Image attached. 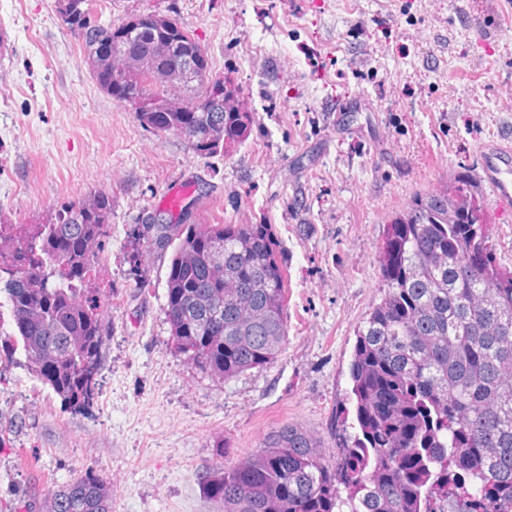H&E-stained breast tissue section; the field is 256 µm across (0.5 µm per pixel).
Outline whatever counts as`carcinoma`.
I'll return each instance as SVG.
<instances>
[{"mask_svg": "<svg viewBox=\"0 0 512 512\" xmlns=\"http://www.w3.org/2000/svg\"><path fill=\"white\" fill-rule=\"evenodd\" d=\"M101 90L112 75L132 93L146 128L178 133L197 154L228 152L250 130L237 87L211 75L207 52L165 16L116 28L92 19L89 0H58ZM113 46L104 57L95 46ZM112 202L84 199L54 224L0 231L11 267L0 277L12 331L35 377L73 409L98 385L106 330L84 289L107 236ZM135 224L147 250L173 247L165 320L175 350L225 380L276 361L287 340L286 254L271 224ZM384 296L358 333L350 369L353 433L326 460L320 442L287 424L254 456L206 468L204 489L224 512H512V270L496 262L476 205L458 178L417 197L388 225ZM25 512H112L95 471L58 486Z\"/></svg>", "mask_w": 512, "mask_h": 512, "instance_id": "1", "label": "carcinoma"}]
</instances>
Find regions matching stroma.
Returning a JSON list of instances; mask_svg holds the SVG:
<instances>
[{
    "mask_svg": "<svg viewBox=\"0 0 512 512\" xmlns=\"http://www.w3.org/2000/svg\"><path fill=\"white\" fill-rule=\"evenodd\" d=\"M93 12L112 26L174 19L254 121L234 152L194 154L98 87L57 0H0V224L34 229L93 194L112 202L87 282L108 330L99 385L86 408H64L15 346L0 368V512L89 469L112 512H222L202 467L257 452L282 425L336 458L330 426L354 418L350 364L388 224L419 194L478 180L482 149L512 138V0H95ZM344 98L354 110L336 116ZM183 184L198 223L273 225L287 253L285 349L229 380L174 351L171 253L130 237ZM477 203L512 268V207L483 187Z\"/></svg>",
    "mask_w": 512,
    "mask_h": 512,
    "instance_id": "35a3bbf8",
    "label": "stroma"
}]
</instances>
